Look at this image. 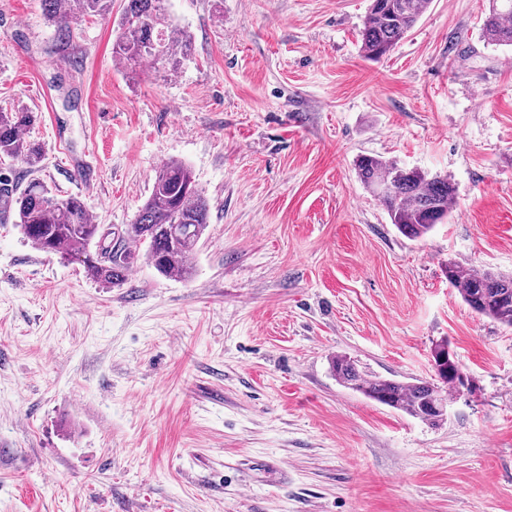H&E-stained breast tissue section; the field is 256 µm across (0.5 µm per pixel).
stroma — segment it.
Returning <instances> with one entry per match:
<instances>
[{"instance_id":"35a3bbf8","label":"stroma","mask_w":512,"mask_h":512,"mask_svg":"<svg viewBox=\"0 0 512 512\" xmlns=\"http://www.w3.org/2000/svg\"><path fill=\"white\" fill-rule=\"evenodd\" d=\"M123 5L63 45L41 0H0V105L36 112L44 149L0 171L117 234L177 159L210 223L189 280L141 259L106 288L0 221V512H512V327L444 273L512 274V49L482 35L488 0H433L378 61L370 0H166L192 41L168 78L113 60ZM362 154L448 176V218L401 234ZM443 339L474 392L436 426L330 370L431 380Z\"/></svg>"}]
</instances>
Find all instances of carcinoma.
Returning <instances> with one entry per match:
<instances>
[{"mask_svg":"<svg viewBox=\"0 0 512 512\" xmlns=\"http://www.w3.org/2000/svg\"><path fill=\"white\" fill-rule=\"evenodd\" d=\"M111 2L42 0L47 20L57 27L58 40L65 44L73 40V19L102 15ZM431 4L432 0H371L361 31L363 57L378 61L389 54ZM483 33L488 44L512 48V0H490ZM189 50L190 37L176 29L165 0H125L112 44V55L121 64L133 67L150 59L173 75ZM35 121V113L23 108H0L1 159L39 166L43 148L29 136ZM355 168L361 183L385 207L391 223L412 239L443 223L456 199V187L448 177L408 169L395 160L362 155ZM12 204L20 232L32 247L80 261L89 279L110 288L124 284L141 251L162 276L191 278L192 258L209 224V203L197 188L191 168L181 161H168L157 169L147 201L135 222L125 225L118 250L107 259L90 250L91 243L103 235L79 197L59 198L33 179L12 198ZM445 275L474 312L512 327L511 275L470 271L454 262L446 265ZM431 355L445 389L428 381L403 382L367 373L345 355L335 356L331 369L344 387L434 425V408L447 402V390L471 393L473 386L448 364V342L435 344Z\"/></svg>","mask_w":512,"mask_h":512,"instance_id":"carcinoma-1","label":"carcinoma"}]
</instances>
